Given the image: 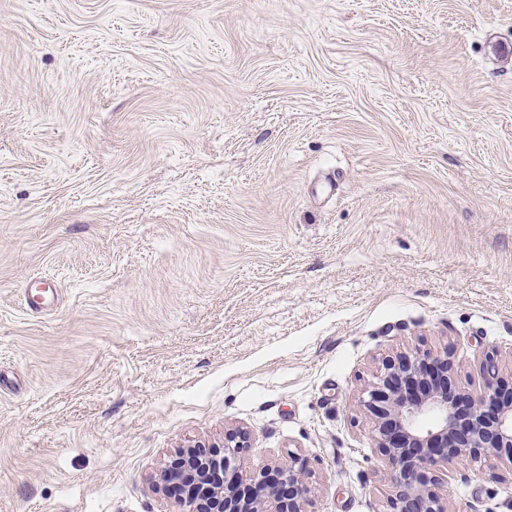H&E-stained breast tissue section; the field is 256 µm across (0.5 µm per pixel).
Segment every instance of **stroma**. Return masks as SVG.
<instances>
[{"label": "stroma", "instance_id": "stroma-1", "mask_svg": "<svg viewBox=\"0 0 512 512\" xmlns=\"http://www.w3.org/2000/svg\"><path fill=\"white\" fill-rule=\"evenodd\" d=\"M417 349L512 388V0H0V512H182L237 427L393 512L356 400Z\"/></svg>", "mask_w": 512, "mask_h": 512}]
</instances>
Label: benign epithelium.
<instances>
[{"label": "benign epithelium", "mask_w": 512, "mask_h": 512, "mask_svg": "<svg viewBox=\"0 0 512 512\" xmlns=\"http://www.w3.org/2000/svg\"><path fill=\"white\" fill-rule=\"evenodd\" d=\"M452 366L449 358L425 351L401 354L383 364L357 400L360 412L374 421L378 448L387 458L394 512H448V499L432 474L438 462L476 463L501 448L512 449V406L497 408L499 390L487 381V391L448 398ZM249 435L242 428L224 432V453L203 450L197 443L181 449L158 474L162 489L173 484L201 485L224 470V485L209 496L190 494L184 512H307V462L298 454L250 478L246 494L232 472Z\"/></svg>", "instance_id": "1"}]
</instances>
